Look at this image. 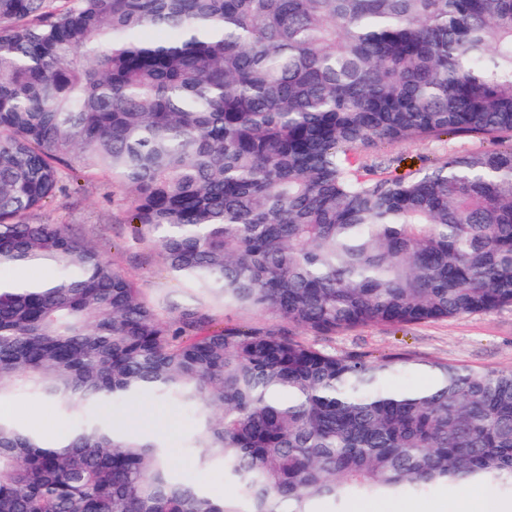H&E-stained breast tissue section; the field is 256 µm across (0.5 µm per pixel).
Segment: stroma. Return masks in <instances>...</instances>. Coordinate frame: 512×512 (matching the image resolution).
<instances>
[{
	"label": "stroma",
	"mask_w": 512,
	"mask_h": 512,
	"mask_svg": "<svg viewBox=\"0 0 512 512\" xmlns=\"http://www.w3.org/2000/svg\"><path fill=\"white\" fill-rule=\"evenodd\" d=\"M478 140L459 137L452 140L417 139L389 148L394 163L383 169L386 177L403 176L451 151L478 149ZM122 194L111 182L96 179L85 182L79 192L57 194L38 214L39 221L68 225L94 245L113 267L132 280L142 296L165 317L173 318L180 308L202 306L221 322L253 324L263 321L260 313L237 311L211 300L196 289L175 279L164 266L158 245L140 236L128 224L121 204ZM300 339L315 347L342 356L398 355L418 360L413 371L392 378L394 387H423L431 383L426 364L448 362L475 371L512 370V307L464 315L454 319L423 322L403 328L366 323L336 336H315L300 332ZM146 430L170 449V465L175 474L192 477L204 492L216 499L230 495L224 474L217 469L195 466V449L186 447L193 424L180 407L150 398L144 401ZM7 416L23 425L48 434L67 428L65 419L52 408L23 398L5 402ZM449 490L437 486L422 495L400 494L386 498L356 497L349 500L346 512H402L404 506H430L447 497Z\"/></svg>",
	"instance_id": "1"
}]
</instances>
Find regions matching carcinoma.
Returning a JSON list of instances; mask_svg holds the SVG:
<instances>
[{"label": "carcinoma", "instance_id": "1", "mask_svg": "<svg viewBox=\"0 0 512 512\" xmlns=\"http://www.w3.org/2000/svg\"><path fill=\"white\" fill-rule=\"evenodd\" d=\"M468 136L407 177L362 149ZM108 179L177 278L278 321L161 319L65 224V172ZM0 512H315L493 482L512 492V371L338 356L334 336L512 306V0H0ZM190 413L196 466L141 430ZM127 410L119 426L115 405ZM432 375L426 367L420 366L418 369L403 373L393 377L390 384L393 387H423L431 383ZM147 411L144 429L153 437L162 440L170 449V465L175 474L188 475L204 492L216 499L233 493L224 483V474L219 469L199 470L194 458L198 448H184L193 424L180 407L161 399L148 398L143 402ZM1 406L5 408L4 415L16 418L26 427H36L50 435L64 431L69 425L65 419L58 417L48 404L19 398L2 402L0 411Z\"/></svg>", "mask_w": 512, "mask_h": 512}]
</instances>
